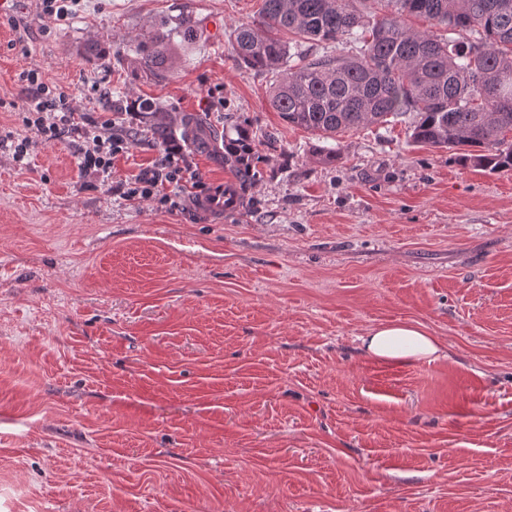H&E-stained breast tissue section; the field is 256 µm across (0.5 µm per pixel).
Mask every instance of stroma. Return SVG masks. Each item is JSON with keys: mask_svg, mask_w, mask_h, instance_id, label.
<instances>
[{"mask_svg": "<svg viewBox=\"0 0 512 512\" xmlns=\"http://www.w3.org/2000/svg\"><path fill=\"white\" fill-rule=\"evenodd\" d=\"M261 6L83 0L59 25L40 0L0 5V512H512V170L403 123L313 162L272 76L233 53ZM184 14L197 33L172 71L134 76L140 43ZM27 69L132 134L117 177L162 151L141 99L207 119L208 148L174 136L207 186L232 180L241 130L255 176L237 207L171 212L85 187L66 140L16 162ZM405 319L445 357L362 352Z\"/></svg>", "mask_w": 512, "mask_h": 512, "instance_id": "obj_1", "label": "stroma"}]
</instances>
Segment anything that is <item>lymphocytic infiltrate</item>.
Returning <instances> with one entry per match:
<instances>
[{
	"label": "lymphocytic infiltrate",
	"instance_id": "obj_1",
	"mask_svg": "<svg viewBox=\"0 0 512 512\" xmlns=\"http://www.w3.org/2000/svg\"><path fill=\"white\" fill-rule=\"evenodd\" d=\"M20 79L25 83L22 104V123L28 129L27 137L17 140L14 158L23 161L32 139L51 144L70 139L78 146V171L82 178L113 181V191L126 201H150L168 210L184 204L181 196L170 194V187L190 186L195 194L194 204L220 205L222 191H210L194 170L181 145L166 147L160 157L136 175L115 179L114 161L129 149L125 136L115 132L112 120L95 121L77 111L64 93L46 83L38 70L23 71Z\"/></svg>",
	"mask_w": 512,
	"mask_h": 512
}]
</instances>
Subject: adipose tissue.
I'll return each mask as SVG.
<instances>
[{"label": "adipose tissue", "instance_id": "1", "mask_svg": "<svg viewBox=\"0 0 512 512\" xmlns=\"http://www.w3.org/2000/svg\"><path fill=\"white\" fill-rule=\"evenodd\" d=\"M366 355L385 364L405 365L442 358L441 341L419 322L403 320L375 326L360 338Z\"/></svg>", "mask_w": 512, "mask_h": 512}]
</instances>
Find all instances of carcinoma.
<instances>
[{
  "mask_svg": "<svg viewBox=\"0 0 512 512\" xmlns=\"http://www.w3.org/2000/svg\"><path fill=\"white\" fill-rule=\"evenodd\" d=\"M193 31L187 17L154 31L134 67L164 77L175 38ZM304 43L337 54L291 64ZM232 47L245 69L275 77L281 119L319 139L409 117L414 144L512 169V0H263L261 21L236 27ZM142 113L157 143L171 139L166 113L148 100ZM224 164L240 182L254 176L249 161Z\"/></svg>",
  "mask_w": 512,
  "mask_h": 512,
  "instance_id": "carcinoma-1",
  "label": "carcinoma"
}]
</instances>
